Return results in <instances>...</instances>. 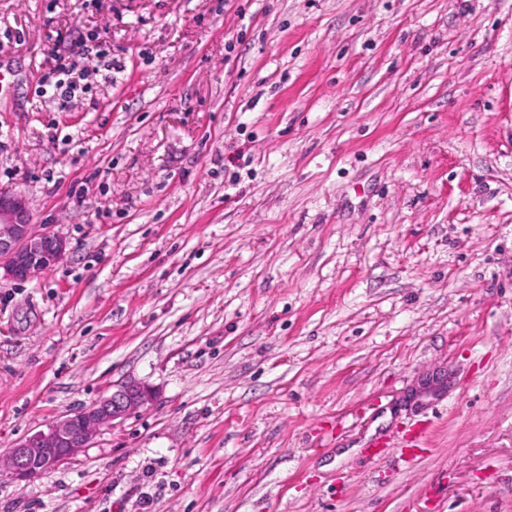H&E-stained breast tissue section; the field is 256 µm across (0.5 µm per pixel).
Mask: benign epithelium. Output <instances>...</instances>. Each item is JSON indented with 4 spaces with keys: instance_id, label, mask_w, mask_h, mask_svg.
I'll return each mask as SVG.
<instances>
[{
    "instance_id": "1",
    "label": "benign epithelium",
    "mask_w": 512,
    "mask_h": 512,
    "mask_svg": "<svg viewBox=\"0 0 512 512\" xmlns=\"http://www.w3.org/2000/svg\"><path fill=\"white\" fill-rule=\"evenodd\" d=\"M68 243L32 224L23 196L0 190V279L28 281L59 263ZM151 389L129 383L111 396L65 415L25 437L0 463V476L26 481L90 447L98 433L153 401Z\"/></svg>"
}]
</instances>
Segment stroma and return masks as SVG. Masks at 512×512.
Returning a JSON list of instances; mask_svg holds the SVG:
<instances>
[{"instance_id": "stroma-1", "label": "stroma", "mask_w": 512, "mask_h": 512, "mask_svg": "<svg viewBox=\"0 0 512 512\" xmlns=\"http://www.w3.org/2000/svg\"><path fill=\"white\" fill-rule=\"evenodd\" d=\"M0 188V460L155 393L0 512H512V0H0ZM55 57L57 58L56 55ZM51 60L58 62V64L50 69V71L46 74V79L49 80L50 78H57L59 75H64L67 77V79L58 78L54 82L57 95L62 98V100L66 101L67 99H71L75 96V93L78 92V90L84 89L81 87L80 81L86 80L89 76L88 72L84 68L80 69L77 73V77H75L71 76L76 74L77 65L75 63H70L67 66L66 64H61L60 59L58 58L54 59L51 57ZM68 243L32 224L23 196L0 190V280L28 281L59 263Z\"/></svg>"}]
</instances>
